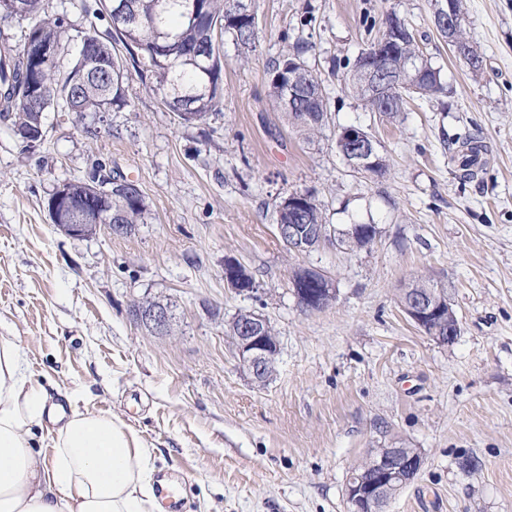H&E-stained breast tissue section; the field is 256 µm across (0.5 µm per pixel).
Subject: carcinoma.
<instances>
[{
	"label": "carcinoma",
	"instance_id": "1",
	"mask_svg": "<svg viewBox=\"0 0 512 512\" xmlns=\"http://www.w3.org/2000/svg\"><path fill=\"white\" fill-rule=\"evenodd\" d=\"M49 0H0V12L27 22L24 42L17 48L0 51V118L11 121L15 134L30 130L38 118L53 108L68 110V102L76 121L88 134L96 128L86 119L101 112H120L127 105L126 81L133 70L149 78L162 95L165 106L184 124H192L207 116L224 93L223 62L209 67L199 54L204 44L219 34L230 31L244 46L254 43L256 26L250 21L251 11L242 0H129L130 13L136 22L112 12L108 0H96L95 6L82 4L84 12L106 18L109 31L105 36L95 32L83 35L69 33V24L61 16L48 14ZM55 49L46 61L31 50L33 43ZM418 45L405 41L395 56L407 69L421 71L418 90L393 91L394 106L390 115L404 110L408 100L416 96H434L444 91L439 70L424 55L415 54ZM307 47L298 43L296 52L286 53L275 61L270 75L288 76V66L303 60ZM305 81L309 96L304 112L287 113L298 132L311 137L322 130L319 119L327 116L328 98L321 79L307 71ZM478 150L471 137L462 141L459 160L463 176L469 175V154ZM112 180L103 161L93 163L87 176L63 184L64 196L57 205L56 217L62 220L68 205L85 211L84 221L95 224L98 212L90 206L96 199L93 187ZM105 206L112 211L114 224H145L148 209L141 191L130 196L125 188L112 185V195ZM284 224H314L323 237L330 235L331 225L315 197L305 193L304 207L294 220L283 214ZM378 234L374 224H355L341 239L340 247L350 250L369 248Z\"/></svg>",
	"mask_w": 512,
	"mask_h": 512
}]
</instances>
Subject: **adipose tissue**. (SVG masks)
Returning <instances> with one entry per match:
<instances>
[{
    "instance_id": "1",
    "label": "adipose tissue",
    "mask_w": 512,
    "mask_h": 512,
    "mask_svg": "<svg viewBox=\"0 0 512 512\" xmlns=\"http://www.w3.org/2000/svg\"><path fill=\"white\" fill-rule=\"evenodd\" d=\"M48 397L28 377L15 337L0 335V512H152L151 452L115 417L72 410L34 449Z\"/></svg>"
}]
</instances>
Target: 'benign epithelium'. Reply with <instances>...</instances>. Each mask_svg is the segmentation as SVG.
I'll use <instances>...</instances> for the list:
<instances>
[{
  "mask_svg": "<svg viewBox=\"0 0 512 512\" xmlns=\"http://www.w3.org/2000/svg\"><path fill=\"white\" fill-rule=\"evenodd\" d=\"M462 12L454 5L446 2L437 6L434 11V23L448 45L458 51V55L466 64H471L475 57L464 49L458 50L459 30ZM406 35L403 28L385 30V36L369 47L362 54L359 89L380 106H385L391 89L404 86L409 82V72L395 65V54L390 44L395 37ZM301 70L288 73V100L286 105L293 108L300 93ZM336 146L349 167L364 171L373 162L377 154L375 140L355 127H346L336 136ZM104 224H56L65 235L83 238L96 233L105 227L116 235H125L131 231L128 224L112 223V214L102 213ZM277 230L282 238L288 239V247L296 252H311L317 249L313 240L318 230L298 224H279ZM237 261L228 258L224 261V282L238 293L250 294L252 288H241L237 281ZM298 307L305 312L320 311L336 300L337 290L334 284L323 289L320 295H314L305 288H292ZM452 306L451 300L443 292L427 290L411 295L403 310L409 318L427 335L442 344L453 343L459 333V326L447 325L448 313ZM132 320L154 334L163 335L170 331L173 314L169 305L160 301L147 299L137 301L130 309ZM234 347L240 365L247 371L251 380L265 384L274 374L279 355V341L270 321L260 314L249 320H242L234 327ZM424 464L422 453L408 454L402 448H374L356 469L373 470L375 479L368 481L350 480L346 487L347 502L351 512H384L392 490H400L411 483L419 474Z\"/></svg>",
  "mask_w": 512,
  "mask_h": 512,
  "instance_id": "benign-epithelium-1",
  "label": "benign epithelium"
}]
</instances>
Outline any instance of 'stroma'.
Wrapping results in <instances>:
<instances>
[{"instance_id": "35a3bbf8", "label": "stroma", "mask_w": 512, "mask_h": 512, "mask_svg": "<svg viewBox=\"0 0 512 512\" xmlns=\"http://www.w3.org/2000/svg\"><path fill=\"white\" fill-rule=\"evenodd\" d=\"M251 48L224 33V97L179 123L137 74L128 104L85 133L72 113L46 115L26 150L0 122V334L17 337L29 377L65 410L112 414L150 448L191 512H349L352 469L374 448H416L424 465L386 512H512V0H463L470 68L439 36L435 0H244ZM404 19L445 88L389 118L346 86L362 49ZM321 77L322 133L300 135L268 96V64L292 51ZM362 128L389 168L352 171L341 128ZM482 138L488 160L456 176L457 136ZM102 159L136 181L149 211L131 234L56 230L55 188ZM314 193L327 223L374 224L372 247H285L275 207ZM235 258L248 297L224 282ZM297 267L338 295L301 311ZM444 286L459 321L449 346L403 311L415 278ZM142 298L174 303L169 333L130 316ZM264 315L280 344L262 386L239 366L225 322Z\"/></svg>"}]
</instances>
